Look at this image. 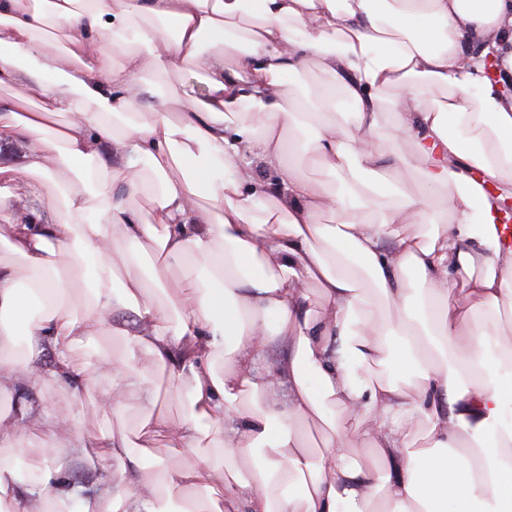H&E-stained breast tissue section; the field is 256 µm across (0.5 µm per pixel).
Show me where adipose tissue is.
I'll return each mask as SVG.
<instances>
[{
    "label": "adipose tissue",
    "mask_w": 512,
    "mask_h": 512,
    "mask_svg": "<svg viewBox=\"0 0 512 512\" xmlns=\"http://www.w3.org/2000/svg\"><path fill=\"white\" fill-rule=\"evenodd\" d=\"M183 64L205 96L143 115V74ZM310 67L321 85L301 100L287 77ZM25 83L43 89L35 109L0 98V145L23 150L0 166V396L16 400L0 411V512H512V383L484 375L491 333L471 321L478 302L512 332L496 229L512 199V0H0V88ZM339 96L352 110L336 120ZM256 157L276 172L263 185ZM306 161L334 184L306 179ZM413 175L417 197L399 186ZM47 183L62 203L45 219ZM141 193L153 223L129 205ZM118 308L139 329L114 326ZM106 329L122 359H72ZM24 336L52 364L22 353ZM274 336L288 359L254 370ZM143 353L186 383L180 418ZM50 381L96 386L117 414L143 396L141 433L220 453L82 494L63 459L84 442L26 397ZM26 419L46 437L22 479L7 451ZM97 445L106 472L141 465L128 436Z\"/></svg>",
    "instance_id": "adipose-tissue-1"
}]
</instances>
